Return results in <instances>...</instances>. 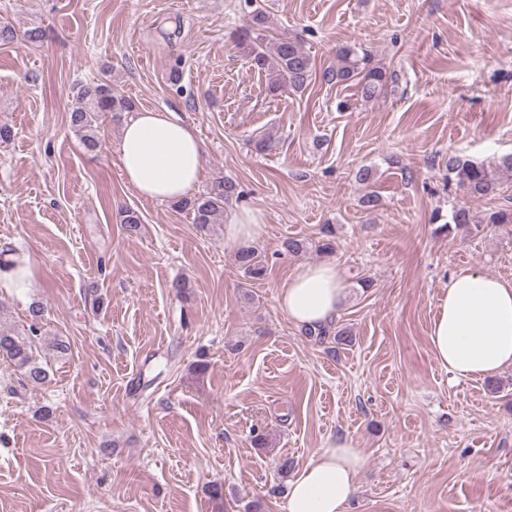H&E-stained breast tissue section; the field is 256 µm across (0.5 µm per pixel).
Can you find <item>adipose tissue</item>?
Masks as SVG:
<instances>
[{"mask_svg": "<svg viewBox=\"0 0 512 512\" xmlns=\"http://www.w3.org/2000/svg\"><path fill=\"white\" fill-rule=\"evenodd\" d=\"M202 144L172 113L145 110L125 124L119 142L124 177L149 202L188 196L202 179ZM345 299L333 262L297 268L277 294L280 311L296 326L335 321ZM429 340L437 363L454 380H476L512 368V283L468 268L455 272L432 321ZM365 462L346 435L329 439L289 482L285 512H346Z\"/></svg>", "mask_w": 512, "mask_h": 512, "instance_id": "obj_1", "label": "adipose tissue"}]
</instances>
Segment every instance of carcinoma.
<instances>
[{"instance_id":"cac0c4a2","label":"carcinoma","mask_w":512,"mask_h":512,"mask_svg":"<svg viewBox=\"0 0 512 512\" xmlns=\"http://www.w3.org/2000/svg\"><path fill=\"white\" fill-rule=\"evenodd\" d=\"M266 18L258 12L252 18V28L257 30L254 37L241 42L243 52L250 66L268 76V89L278 91L288 88L299 91L307 87L312 80L313 61L304 49L302 39L298 36H282L270 39L262 33ZM21 38L27 42L40 40V31L36 28L20 35L7 21H0V42L11 43ZM325 77L333 82H354L361 88L367 98L377 96L388 84L387 70L370 65L367 56L359 55L352 47H344L336 55V68L325 71ZM132 101L119 97L112 87L105 83L85 85L78 93V105L70 114V124L81 133L85 147L94 150L99 145L96 135L97 119L102 112L120 114L132 112ZM512 172V154L499 158L498 162L486 165L470 160L448 158V175L456 185L473 198H494L502 188V172ZM238 185L230 179H219L210 184L205 191L189 198L177 200L173 207L187 210L193 215V223L202 227L208 224H220L224 220V208L230 200L239 197ZM458 228L470 229L479 224L471 208L459 206L453 208L451 220ZM238 266L252 278L264 275V262L261 253L254 246H241L236 251ZM34 324L29 333L22 334L12 329H0V357L23 371L26 379L34 385L47 382V371L39 365L34 342L37 328L35 322L41 318V309L31 310Z\"/></svg>"}]
</instances>
